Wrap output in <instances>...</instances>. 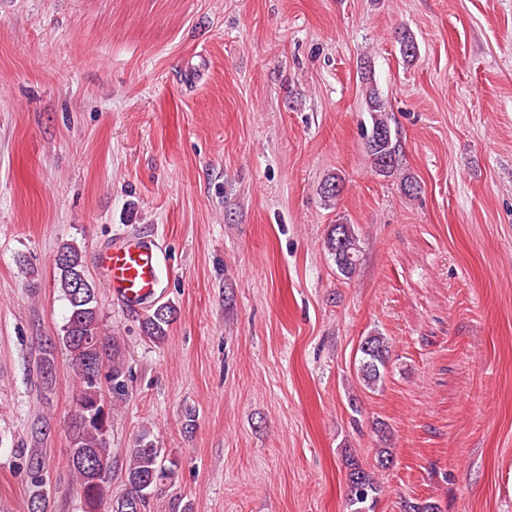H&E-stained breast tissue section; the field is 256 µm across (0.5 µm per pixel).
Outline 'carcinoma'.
<instances>
[{
  "label": "carcinoma",
  "instance_id": "obj_1",
  "mask_svg": "<svg viewBox=\"0 0 512 512\" xmlns=\"http://www.w3.org/2000/svg\"><path fill=\"white\" fill-rule=\"evenodd\" d=\"M372 125L366 134L367 153L371 170L383 177L393 175L398 166V145L392 135L384 102L375 90L367 100ZM325 247L333 257L338 271L351 276L360 253V239L352 224H336L328 234ZM57 284L69 304V316L61 336L51 340L45 349L43 373L53 372V350L60 343L68 351L72 371L77 380L74 407H92L94 413L73 414L70 419V470L83 503V512H102L104 501H110L108 512H147L150 501L158 491L172 485L177 478L178 462L147 432L142 433L128 449L124 468L126 491L110 497L112 485V451L109 447L111 405L105 402L104 382H109L112 393L126 392V372L113 338L101 336L98 314L99 288L86 274L81 249L74 243H64L56 258ZM173 306L162 304L149 313L142 329L150 340L162 341L174 320ZM363 359L360 365L362 379L369 385L381 378L389 346L382 336H367L361 344ZM107 472L100 473V466ZM347 512H369L380 491L374 473L363 468L351 457L346 458ZM29 499L37 500V512H44L47 498L45 463L31 456L26 464Z\"/></svg>",
  "mask_w": 512,
  "mask_h": 512
}]
</instances>
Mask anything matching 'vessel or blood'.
<instances>
[{
    "instance_id": "vessel-or-blood-1",
    "label": "vessel or blood",
    "mask_w": 512,
    "mask_h": 512,
    "mask_svg": "<svg viewBox=\"0 0 512 512\" xmlns=\"http://www.w3.org/2000/svg\"><path fill=\"white\" fill-rule=\"evenodd\" d=\"M101 266L108 288L131 310L152 300L159 285L160 263L155 246L142 238H133L103 253Z\"/></svg>"
}]
</instances>
